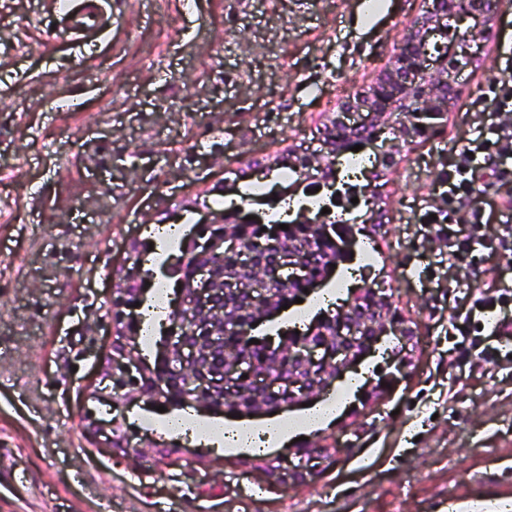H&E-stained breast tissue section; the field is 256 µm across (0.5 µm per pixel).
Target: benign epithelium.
Listing matches in <instances>:
<instances>
[{
	"label": "benign epithelium",
	"instance_id": "7a95c632",
	"mask_svg": "<svg viewBox=\"0 0 512 512\" xmlns=\"http://www.w3.org/2000/svg\"><path fill=\"white\" fill-rule=\"evenodd\" d=\"M504 6L505 0H429L422 16L397 43L389 65L364 91L340 103L332 116L336 128L361 131L362 143L374 146L379 158L394 166L402 142L410 143L419 138L417 125L426 126L428 119L442 118L450 111L459 97L452 74L478 65L480 56L471 51V43L485 38ZM470 20L473 25L460 31V26ZM440 36L448 39V55L443 64L435 68L427 44ZM356 112L365 113V119L350 121L349 117ZM395 115L402 116L394 125L395 136L382 137L384 130L392 126ZM217 244L222 245L224 241L197 243L195 284L179 291L176 301L184 313L185 325L166 327L161 346L162 360L167 363L169 372L194 370V394L217 393L235 401L248 389L256 397L258 406L242 409L240 413H275L288 407L284 403L286 399L296 404L319 396L368 355L381 337L394 335L404 346L413 342V329L399 313L388 308L382 311L378 324L366 327L363 320L349 313L356 304L353 296L343 305L336 322L330 323L334 337L309 336L291 346L288 359L293 368L290 372L276 376L259 373L244 360L233 357L214 366L204 357L210 347L223 341L217 333L216 321L224 319V296L239 293L230 287L234 280L224 279V269L204 261ZM305 260V255L294 250L284 252L273 271L250 251L245 268L256 283L266 281L274 272L285 281L295 280L304 278L307 273ZM142 367L132 352L111 355L101 366V382L112 379L114 369L131 376ZM312 453V448L296 452L298 463L291 470L286 466L281 468L278 485L286 488L290 481L301 479L307 473Z\"/></svg>",
	"mask_w": 512,
	"mask_h": 512
}]
</instances>
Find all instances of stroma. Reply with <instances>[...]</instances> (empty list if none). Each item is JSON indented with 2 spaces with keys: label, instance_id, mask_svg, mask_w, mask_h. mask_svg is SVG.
Masks as SVG:
<instances>
[{
  "label": "stroma",
  "instance_id": "stroma-1",
  "mask_svg": "<svg viewBox=\"0 0 512 512\" xmlns=\"http://www.w3.org/2000/svg\"><path fill=\"white\" fill-rule=\"evenodd\" d=\"M108 0L94 39L56 36L51 0H0V512H501L512 502V367L451 349L445 226L430 210L448 163L512 80V8L461 72L430 139L404 146L381 189L365 281L386 280L415 331L410 374L355 397L305 440L313 474L280 490L194 435L175 465L115 457L82 430L112 347L107 313L127 245L179 219L233 168L318 147L326 113L368 85L421 0ZM190 94L187 112L167 110ZM484 168L471 203L503 221Z\"/></svg>",
  "mask_w": 512,
  "mask_h": 512
}]
</instances>
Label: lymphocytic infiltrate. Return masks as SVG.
I'll return each mask as SVG.
<instances>
[{
	"label": "lymphocytic infiltrate",
	"mask_w": 512,
	"mask_h": 512,
	"mask_svg": "<svg viewBox=\"0 0 512 512\" xmlns=\"http://www.w3.org/2000/svg\"><path fill=\"white\" fill-rule=\"evenodd\" d=\"M505 136L503 126L490 122L480 128L479 143L473 154L461 155L451 163L447 176L448 201L456 203L470 194L473 174L482 168L481 158L489 154ZM448 258V298L462 302L464 315L453 322L451 333L457 336L456 362L465 366L483 362L504 367L512 364V351L506 350V341L512 340V286L502 283L487 289H461L458 273L463 269L475 270L483 263L484 252H491L508 259L512 257V225H501L495 237L485 234L484 215L471 211L468 216L458 217L449 225L445 238ZM495 315L491 329H484L487 315Z\"/></svg>",
	"instance_id": "1"
}]
</instances>
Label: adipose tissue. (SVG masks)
<instances>
[{
  "label": "adipose tissue",
  "instance_id": "adipose-tissue-1",
  "mask_svg": "<svg viewBox=\"0 0 512 512\" xmlns=\"http://www.w3.org/2000/svg\"><path fill=\"white\" fill-rule=\"evenodd\" d=\"M356 390V385L351 384L302 410L259 419L204 415L184 409L152 416L151 421L171 436L182 434L186 428H195L204 445L213 439L218 446L240 453L257 448L270 451L332 425L343 414Z\"/></svg>",
  "mask_w": 512,
  "mask_h": 512
}]
</instances>
